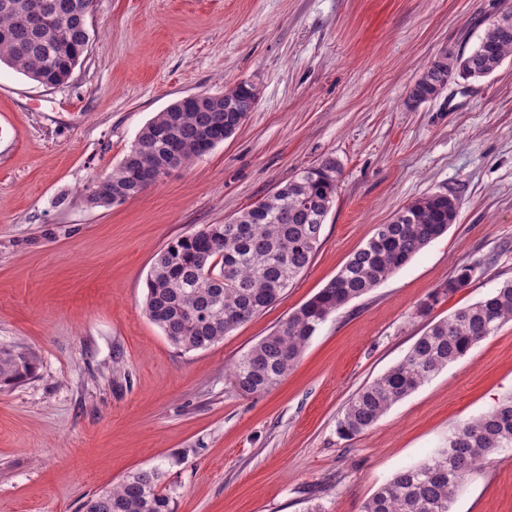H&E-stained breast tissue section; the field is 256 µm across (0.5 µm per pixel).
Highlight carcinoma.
<instances>
[{"instance_id": "obj_1", "label": "carcinoma", "mask_w": 512, "mask_h": 512, "mask_svg": "<svg viewBox=\"0 0 512 512\" xmlns=\"http://www.w3.org/2000/svg\"><path fill=\"white\" fill-rule=\"evenodd\" d=\"M38 3L44 21L34 25L29 18ZM92 8L93 0H0V65L45 87L65 83L88 50ZM511 54L512 36H501L492 23L465 58L495 70ZM457 75L459 70L448 69V62H433L421 79L432 89ZM243 118L244 113L228 111L218 97L171 103L140 130L106 176L108 197L99 198L90 185L87 201L109 206L136 197L158 182V172L187 164L229 138ZM339 175L336 160L326 156L234 219L173 239L155 255L147 275L145 316L175 348L190 352L211 348L265 311L308 269L319 250ZM456 220L448 194L434 192L400 209L383 225L384 232L374 228L335 277L234 363L227 374L232 389L250 396L279 384L323 323L406 266ZM478 268L476 262L457 265L418 305L417 314L428 316L442 299L468 287ZM508 322L512 281L429 324L400 362L353 395L338 420V434L350 440L369 430L393 405ZM36 369L33 353L0 348L1 386L23 382ZM502 448H512V397L456 428L445 447L396 471L363 503L361 512H451L464 478ZM83 512L175 508L155 468L98 491L84 502Z\"/></svg>"}]
</instances>
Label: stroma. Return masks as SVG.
Masks as SVG:
<instances>
[{
    "label": "stroma",
    "mask_w": 512,
    "mask_h": 512,
    "mask_svg": "<svg viewBox=\"0 0 512 512\" xmlns=\"http://www.w3.org/2000/svg\"><path fill=\"white\" fill-rule=\"evenodd\" d=\"M512 0H94L69 80L0 66V346L33 378L0 389V512H79L87 496L159 468L176 512H361L398 469L512 396V322L371 429L337 422L428 322L512 279V56L491 75L408 94L443 50L470 52ZM252 83L230 138L136 198L91 206L175 100ZM330 156L338 194L310 267L219 344L182 352L143 313L154 255L221 224ZM433 192L458 216L384 283L333 314L268 392L228 368L333 278L406 204ZM468 288L416 313L455 264ZM451 512H512V448L459 486Z\"/></svg>",
    "instance_id": "stroma-1"
}]
</instances>
